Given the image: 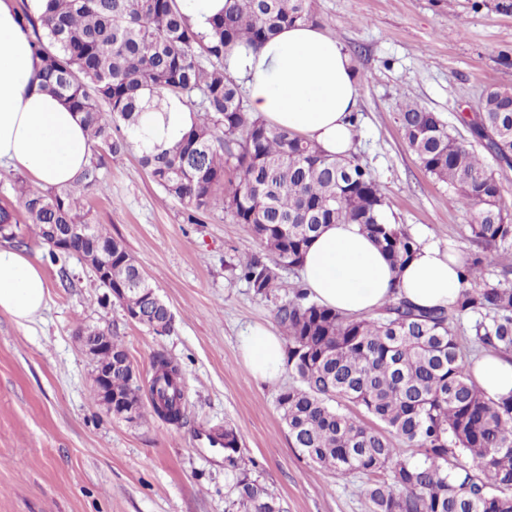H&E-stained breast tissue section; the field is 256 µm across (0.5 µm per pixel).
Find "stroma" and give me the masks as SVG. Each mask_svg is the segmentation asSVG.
<instances>
[{
  "label": "stroma",
  "instance_id": "1",
  "mask_svg": "<svg viewBox=\"0 0 512 512\" xmlns=\"http://www.w3.org/2000/svg\"><path fill=\"white\" fill-rule=\"evenodd\" d=\"M498 0H312L319 25L351 57L356 74L353 152L378 181L388 217L412 237L428 234L462 256L476 251L470 211L448 203L409 150L398 105L438 113L460 135L491 85L512 88V9ZM135 144L104 159L105 193L86 195L104 225L138 260L173 314L162 336L131 322L105 300L92 270L74 257L51 263L40 240L24 254L49 287L41 316L25 326L0 311V512H224L229 495L224 449L204 434L231 425L250 475L286 512H367L365 478L336 479L294 448L276 405L278 389L243 364L241 334L277 328L275 303L300 274L279 272L275 298L254 296L233 270L263 253L249 229L215 206L187 221L142 167ZM111 328L142 378L154 352L167 353L187 384L186 418L173 425L148 414L130 423L93 400V365L80 328Z\"/></svg>",
  "mask_w": 512,
  "mask_h": 512
}]
</instances>
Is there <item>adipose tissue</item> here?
<instances>
[{"instance_id": "ef3b65f1", "label": "adipose tissue", "mask_w": 512, "mask_h": 512, "mask_svg": "<svg viewBox=\"0 0 512 512\" xmlns=\"http://www.w3.org/2000/svg\"><path fill=\"white\" fill-rule=\"evenodd\" d=\"M229 73L242 80L252 112L318 145L329 155L352 150L349 117L357 83L342 45L315 25L283 29L260 49H232ZM42 59L20 23L14 0H0V164L12 165L39 186L71 183L89 163L91 145L80 116L61 98L43 91ZM193 122L176 97L149 115L146 132H132L138 147L166 144ZM459 255L420 239L415 254L392 270L383 253L355 224H329L310 244L302 282L322 305L367 315L399 296L421 308L449 307L460 291ZM42 269L17 249L0 245V310L19 324L33 321L47 303ZM244 364L258 380L274 383L284 369L281 337L256 326L240 338ZM472 376L488 397L512 394V361L488 354Z\"/></svg>"}]
</instances>
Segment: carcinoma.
I'll return each mask as SVG.
<instances>
[{
  "label": "carcinoma",
  "instance_id": "cac0c4a2",
  "mask_svg": "<svg viewBox=\"0 0 512 512\" xmlns=\"http://www.w3.org/2000/svg\"><path fill=\"white\" fill-rule=\"evenodd\" d=\"M21 18L43 58L40 88L81 114L92 154L70 185L19 186L28 223L1 205L4 240L23 245L31 232L49 246L52 262L65 254L84 260L86 242L77 238L59 250L49 244L50 225H89L81 195L104 191V157L119 153L125 135L141 128L145 98L168 92L194 121L172 144L142 150L141 163L166 195L190 209L189 223H201L220 204L248 226L271 256L238 261L239 278L254 295L269 298L278 288L277 269L300 267L326 224L359 225L395 268L415 252L417 241L388 222L368 168L249 112L239 83L226 72L224 58L235 46L257 49L285 26L318 23L311 0H225L208 35L191 27L176 0H47L37 18L21 6ZM398 119L420 166L448 187V203L475 210L468 230L483 252L459 271L461 290L448 310L424 311L398 299L372 316L352 315L297 286L275 310L295 378L278 391L277 406L294 446L311 462L338 478H368V512H512V395L483 393L451 326L455 315L471 317L472 351L512 355V286L481 283L488 256L512 262V211L485 162L488 154L512 165V89L484 90L479 112L466 122L470 141L412 101L400 105ZM91 229L112 243L103 260L111 265L112 290L124 289V308L138 307V324L154 333L170 331L169 308L149 298L153 287L124 243L99 224ZM152 370L153 412L182 423V369L157 352ZM141 391L137 376L113 373V415L143 418ZM350 406L376 425L346 411ZM214 436L232 479L227 512H286L250 477L236 432L226 427ZM460 451L470 462L459 461Z\"/></svg>",
  "mask_w": 512,
  "mask_h": 512
}]
</instances>
